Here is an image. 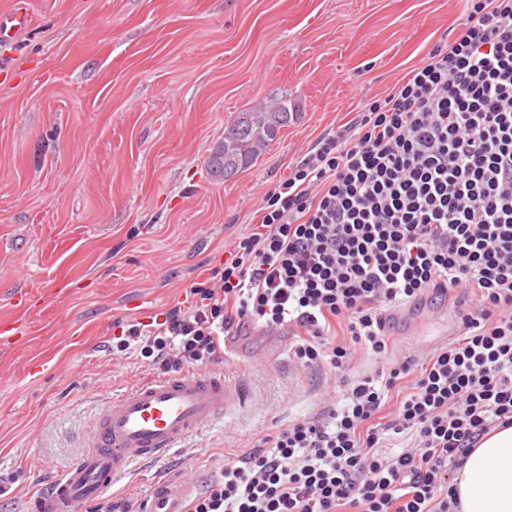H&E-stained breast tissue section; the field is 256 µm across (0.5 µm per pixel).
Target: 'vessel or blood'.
<instances>
[{
	"label": "vessel or blood",
	"mask_w": 512,
	"mask_h": 512,
	"mask_svg": "<svg viewBox=\"0 0 512 512\" xmlns=\"http://www.w3.org/2000/svg\"><path fill=\"white\" fill-rule=\"evenodd\" d=\"M253 399L249 384L211 372L168 373L127 388L93 424L87 451L35 494L30 512H75L138 464L176 453L188 436ZM190 491L187 482L157 485L146 512H184Z\"/></svg>",
	"instance_id": "1"
}]
</instances>
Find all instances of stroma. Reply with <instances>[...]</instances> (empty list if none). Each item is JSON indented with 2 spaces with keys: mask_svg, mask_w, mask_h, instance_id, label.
<instances>
[{
  "mask_svg": "<svg viewBox=\"0 0 512 512\" xmlns=\"http://www.w3.org/2000/svg\"><path fill=\"white\" fill-rule=\"evenodd\" d=\"M31 22L0 41V317L27 331L0 349V512L84 453L114 393L154 370L112 353L209 282L259 224L266 194L328 134L385 98L456 37L465 0H0ZM285 96L298 120L244 172L208 162L239 113ZM460 292L394 312L396 357L452 336ZM294 332L243 328L216 371L253 404L114 488L137 503L183 477L195 492L257 435L323 413L336 377L301 367Z\"/></svg>",
  "mask_w": 512,
  "mask_h": 512,
  "instance_id": "1",
  "label": "stroma"
}]
</instances>
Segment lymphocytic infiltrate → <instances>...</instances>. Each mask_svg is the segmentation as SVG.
I'll return each instance as SVG.
<instances>
[{"label": "lymphocytic infiltrate", "mask_w": 512, "mask_h": 512, "mask_svg": "<svg viewBox=\"0 0 512 512\" xmlns=\"http://www.w3.org/2000/svg\"><path fill=\"white\" fill-rule=\"evenodd\" d=\"M466 6L448 47L267 193L214 284L129 325L115 349L167 373L222 359L249 324L288 325L303 331L301 366L342 372L357 347L387 356L392 309L458 290L474 308L446 346L343 381L327 418L253 440L188 512H459L456 472L512 425V0Z\"/></svg>", "instance_id": "obj_1"}]
</instances>
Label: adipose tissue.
I'll use <instances>...</instances> for the list:
<instances>
[{
  "instance_id": "obj_1",
  "label": "adipose tissue",
  "mask_w": 512,
  "mask_h": 512,
  "mask_svg": "<svg viewBox=\"0 0 512 512\" xmlns=\"http://www.w3.org/2000/svg\"><path fill=\"white\" fill-rule=\"evenodd\" d=\"M462 512H512V426L485 436L456 475Z\"/></svg>"
}]
</instances>
